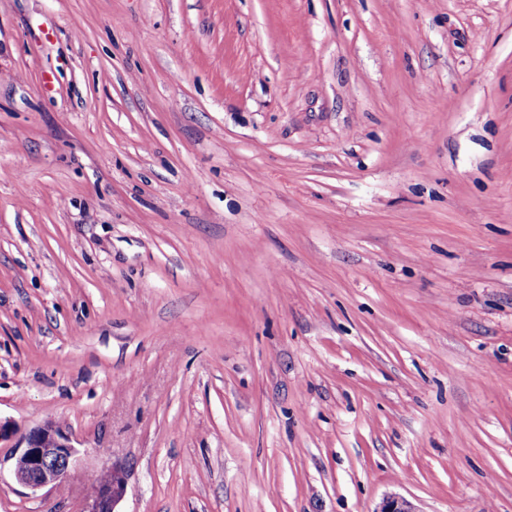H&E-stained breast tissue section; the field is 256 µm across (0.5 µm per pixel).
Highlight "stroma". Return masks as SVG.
Returning a JSON list of instances; mask_svg holds the SVG:
<instances>
[{"label":"stroma","instance_id":"stroma-1","mask_svg":"<svg viewBox=\"0 0 512 512\" xmlns=\"http://www.w3.org/2000/svg\"><path fill=\"white\" fill-rule=\"evenodd\" d=\"M0 512H512V0H0ZM19 429L10 420L0 418L2 442L16 439L9 460L16 480L32 490L62 485L78 462L77 452L63 429L53 422L33 427L18 436ZM105 472L95 480L90 494L73 512H119L116 507L127 491L126 466L121 462H112Z\"/></svg>","mask_w":512,"mask_h":512}]
</instances>
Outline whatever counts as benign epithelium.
<instances>
[{
	"mask_svg": "<svg viewBox=\"0 0 512 512\" xmlns=\"http://www.w3.org/2000/svg\"><path fill=\"white\" fill-rule=\"evenodd\" d=\"M13 442L9 460L16 480L32 490L62 485L78 462L76 449L63 429L53 422L19 433L15 423L0 420V443ZM127 491V469L114 462L105 475L97 478L90 494L75 512H117L116 507ZM376 512H417L403 497L383 499Z\"/></svg>",
	"mask_w": 512,
	"mask_h": 512,
	"instance_id": "7a95c632",
	"label": "benign epithelium"
}]
</instances>
